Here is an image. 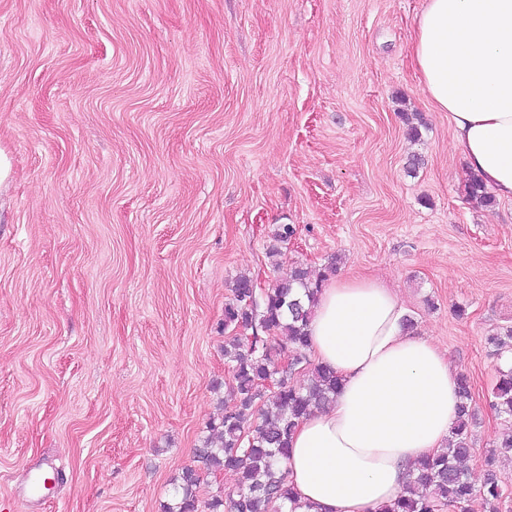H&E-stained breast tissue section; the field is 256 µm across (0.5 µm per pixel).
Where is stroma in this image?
Instances as JSON below:
<instances>
[{
	"label": "stroma",
	"instance_id": "35a3bbf8",
	"mask_svg": "<svg viewBox=\"0 0 512 512\" xmlns=\"http://www.w3.org/2000/svg\"><path fill=\"white\" fill-rule=\"evenodd\" d=\"M424 4L0 0V512H163L228 395L234 280L334 256L468 376L470 477L504 472L512 512V201L468 199L411 62ZM492 395L494 409L500 414L512 416V368L508 371L500 370Z\"/></svg>",
	"mask_w": 512,
	"mask_h": 512
}]
</instances>
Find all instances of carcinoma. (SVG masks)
Segmentation results:
<instances>
[{
  "label": "carcinoma",
  "instance_id": "carcinoma-1",
  "mask_svg": "<svg viewBox=\"0 0 512 512\" xmlns=\"http://www.w3.org/2000/svg\"><path fill=\"white\" fill-rule=\"evenodd\" d=\"M468 197L487 207L495 203V197L475 176L470 179ZM294 234L293 225H280L269 255L279 256L278 244ZM338 263V258H331L327 273L315 280L306 269L296 266L288 278L264 292L257 291L249 275L235 279L232 298L224 304V329L234 331L224 339L233 404L209 422V435L196 449L199 467L183 471L172 502L164 505L163 512H199L196 488L202 470L237 475L236 494L212 496L206 503L208 512H295L294 493L282 467L291 435L312 409L332 403L340 389L336 373L310 359L307 333L316 296L327 274L337 271ZM278 337L283 338L280 354L289 360L286 369L272 354L271 342ZM298 370L304 378L296 381L292 374ZM459 389L457 421L448 447L408 475L403 494L387 512H439L445 506L469 512L476 500L486 512H499L502 473L487 470L483 483L476 487L462 467L474 451L472 396L464 375L459 378ZM492 395L494 409L512 416V368L499 372Z\"/></svg>",
  "mask_w": 512,
  "mask_h": 512
}]
</instances>
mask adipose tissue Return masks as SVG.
Wrapping results in <instances>:
<instances>
[{
  "instance_id": "1",
  "label": "adipose tissue",
  "mask_w": 512,
  "mask_h": 512,
  "mask_svg": "<svg viewBox=\"0 0 512 512\" xmlns=\"http://www.w3.org/2000/svg\"><path fill=\"white\" fill-rule=\"evenodd\" d=\"M411 60L469 172L512 200V0H426ZM405 318L396 292L371 278L333 279L318 293L311 358L341 389L292 434L285 468L296 512H383L409 472L444 448L458 373Z\"/></svg>"
}]
</instances>
